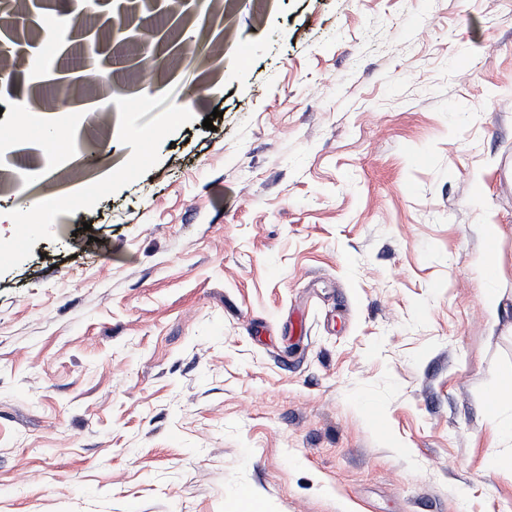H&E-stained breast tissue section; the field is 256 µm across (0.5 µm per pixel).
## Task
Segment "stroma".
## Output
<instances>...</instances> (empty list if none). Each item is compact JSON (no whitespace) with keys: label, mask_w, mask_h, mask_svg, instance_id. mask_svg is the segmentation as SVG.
<instances>
[{"label":"stroma","mask_w":512,"mask_h":512,"mask_svg":"<svg viewBox=\"0 0 512 512\" xmlns=\"http://www.w3.org/2000/svg\"><path fill=\"white\" fill-rule=\"evenodd\" d=\"M223 30L177 123L198 68L28 148L92 192L0 224V512H505L512 0H224ZM17 96L0 130L39 137Z\"/></svg>","instance_id":"35a3bbf8"}]
</instances>
